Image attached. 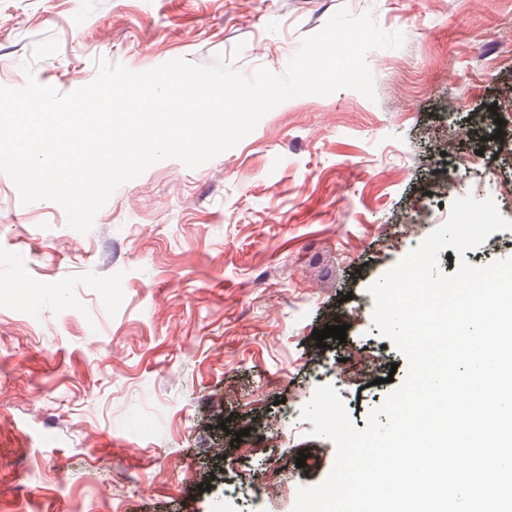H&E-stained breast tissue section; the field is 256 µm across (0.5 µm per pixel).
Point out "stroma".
<instances>
[{"label":"stroma","mask_w":512,"mask_h":512,"mask_svg":"<svg viewBox=\"0 0 512 512\" xmlns=\"http://www.w3.org/2000/svg\"><path fill=\"white\" fill-rule=\"evenodd\" d=\"M344 7L404 35L365 57L375 99L290 98L201 166L120 185L84 234L0 173V512H293L336 457L302 417L315 390L362 430L408 376L369 286L456 198L512 219V0H0V86L63 93L100 58L280 74ZM357 356L375 370L338 371Z\"/></svg>","instance_id":"stroma-1"}]
</instances>
